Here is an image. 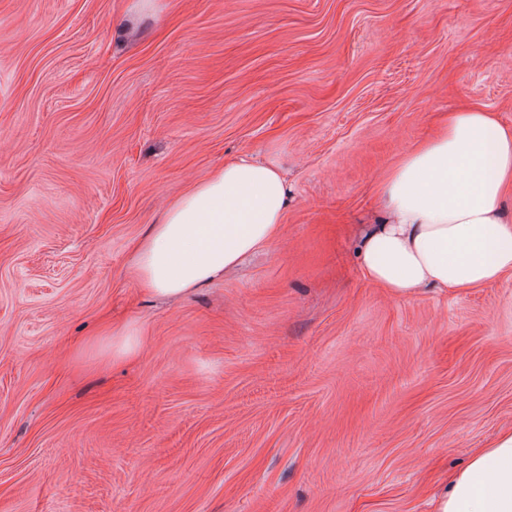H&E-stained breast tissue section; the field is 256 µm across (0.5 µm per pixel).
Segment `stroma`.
I'll return each mask as SVG.
<instances>
[{
	"label": "stroma",
	"mask_w": 512,
	"mask_h": 512,
	"mask_svg": "<svg viewBox=\"0 0 512 512\" xmlns=\"http://www.w3.org/2000/svg\"><path fill=\"white\" fill-rule=\"evenodd\" d=\"M463 105L512 126V0H0V512H436L512 428V276L395 298L356 248ZM239 155L281 238L138 293L132 242ZM104 336L112 337L113 362H126L135 358L141 348L142 336L126 321H112L104 332Z\"/></svg>",
	"instance_id": "stroma-1"
}]
</instances>
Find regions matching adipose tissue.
<instances>
[{
	"label": "adipose tissue",
	"instance_id": "adipose-tissue-1",
	"mask_svg": "<svg viewBox=\"0 0 512 512\" xmlns=\"http://www.w3.org/2000/svg\"><path fill=\"white\" fill-rule=\"evenodd\" d=\"M382 213L359 238L364 280L397 298L468 292L512 274V126L480 107L441 115L375 184ZM280 168L242 156L172 203L132 248L141 293L185 297L282 233ZM441 512H512V430L448 477Z\"/></svg>",
	"mask_w": 512,
	"mask_h": 512
}]
</instances>
